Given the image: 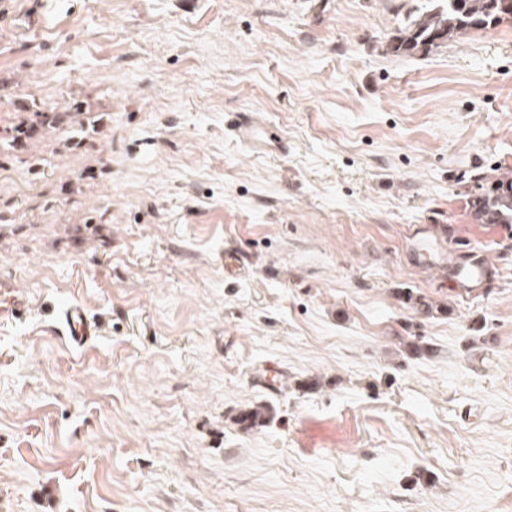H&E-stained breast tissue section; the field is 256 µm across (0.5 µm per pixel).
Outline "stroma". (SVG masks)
I'll use <instances>...</instances> for the list:
<instances>
[{"mask_svg": "<svg viewBox=\"0 0 512 512\" xmlns=\"http://www.w3.org/2000/svg\"><path fill=\"white\" fill-rule=\"evenodd\" d=\"M418 4L0 0V131L99 119L0 149V512H512V224L467 209L512 170V23L388 52ZM423 232L496 282L461 298ZM19 121L11 128L8 145L13 149H27L29 144L42 137L46 132H69L68 124L74 120L83 127L85 119L93 128L97 121L91 115L85 116L83 102L74 99L67 111H60L57 106L38 105L36 101L21 102L18 106ZM82 116V117H80ZM10 280L0 281V319L17 317L28 307L26 296L19 294ZM69 338L81 342L94 335L95 327L91 325L84 311L74 308L68 312ZM269 408L264 403L253 404L249 409L241 411L236 423L244 429L264 424L269 418Z\"/></svg>", "mask_w": 512, "mask_h": 512, "instance_id": "stroma-1", "label": "stroma"}]
</instances>
